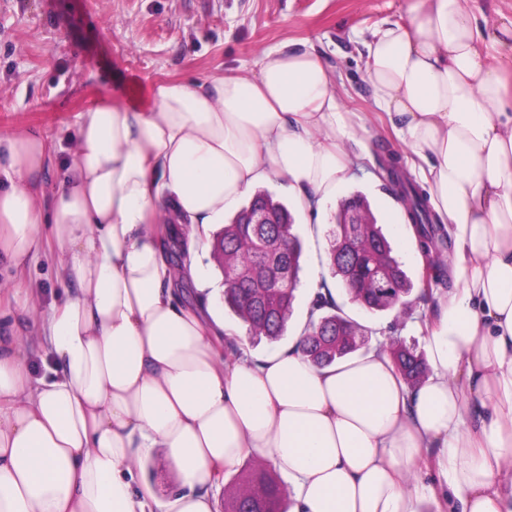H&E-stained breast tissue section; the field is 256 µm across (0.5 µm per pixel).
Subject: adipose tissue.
<instances>
[{"label": "adipose tissue", "mask_w": 512, "mask_h": 512, "mask_svg": "<svg viewBox=\"0 0 512 512\" xmlns=\"http://www.w3.org/2000/svg\"><path fill=\"white\" fill-rule=\"evenodd\" d=\"M508 46L512 19L490 28L469 0H407L362 56L451 242L413 387L375 349L318 368L296 342L225 363L243 329L198 271L197 305L180 302L163 248L168 232L206 243L265 183L322 216L362 169L315 48L267 50L246 76L158 83L146 107L91 105L49 199L42 132L0 136V253L19 267L49 243L74 287L47 308L28 288L17 305L48 347L42 376L0 335V512H218L214 489L248 456L269 460L294 512H512ZM157 452L180 491L142 477Z\"/></svg>", "instance_id": "ef3b65f1"}]
</instances>
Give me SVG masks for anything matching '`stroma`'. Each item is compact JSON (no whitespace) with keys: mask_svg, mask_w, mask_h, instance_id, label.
Instances as JSON below:
<instances>
[{"mask_svg":"<svg viewBox=\"0 0 512 512\" xmlns=\"http://www.w3.org/2000/svg\"><path fill=\"white\" fill-rule=\"evenodd\" d=\"M403 19L404 0H0V135L25 127L47 135L50 156L43 185L50 193L67 175L71 141L86 107L115 97L142 98L167 80L245 76L264 50L288 41L314 46L345 85L343 108L367 121L346 147L364 152L368 161L340 196L366 198L418 291L424 268L409 249L405 226L392 224L398 202L381 174L392 157L408 169L410 152L376 107L359 55L377 27ZM336 212L327 207L317 227L296 215L303 269L294 313L281 340L251 344L255 355L293 341L306 319V286L315 278L328 279L337 304L368 327L369 347L395 338L423 351L421 330L447 286H435L432 297L412 300L400 313L359 310L325 265L327 232ZM17 286L38 289L46 307L61 301L68 288L38 258L19 271L0 264V294L12 297Z\"/></svg>","mask_w":512,"mask_h":512,"instance_id":"obj_1","label":"stroma"}]
</instances>
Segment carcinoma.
<instances>
[{
  "instance_id": "carcinoma-1",
  "label": "carcinoma",
  "mask_w": 512,
  "mask_h": 512,
  "mask_svg": "<svg viewBox=\"0 0 512 512\" xmlns=\"http://www.w3.org/2000/svg\"><path fill=\"white\" fill-rule=\"evenodd\" d=\"M387 181L397 186V198L414 226L418 249L426 266L441 272L448 233L434 221L426 198L391 162L384 168ZM358 204L368 213V224H336L330 231L327 258L331 273L348 290L350 299L369 313L394 311L407 306L412 284L402 263L378 225L367 203L358 195L343 201ZM272 210L276 223L248 224L256 205ZM295 217L284 203L267 192H258L216 234L210 253L224 279V304L244 323L250 338L277 340L292 315L300 282L302 243L294 231ZM368 329L352 320L332 299L317 298L311 305L302 349L311 364L329 366L356 352ZM410 386L426 374L424 358L400 340L380 343ZM288 498L284 484L264 469L243 471L236 488L224 494V512H285Z\"/></svg>"
}]
</instances>
